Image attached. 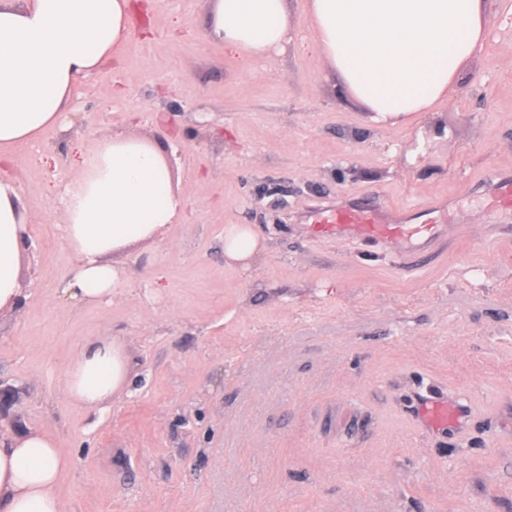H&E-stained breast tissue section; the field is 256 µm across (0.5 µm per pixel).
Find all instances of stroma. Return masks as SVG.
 I'll return each instance as SVG.
<instances>
[{"label":"stroma","instance_id":"stroma-1","mask_svg":"<svg viewBox=\"0 0 512 512\" xmlns=\"http://www.w3.org/2000/svg\"><path fill=\"white\" fill-rule=\"evenodd\" d=\"M155 4L153 38L84 78L70 128L11 162L30 232L27 300L0 313V429L58 438L63 512H512V210L481 185L512 172V0L435 112L399 124L302 52L307 0H288L290 44L249 66L207 38L208 0ZM117 134L168 158L187 212L118 256L111 302L75 303L56 191L75 146ZM365 197H446L454 224L405 264L315 234L314 208ZM228 224L266 243L250 271L224 262ZM90 338L134 363L100 410L65 392ZM423 389L471 404L462 431L412 421Z\"/></svg>","mask_w":512,"mask_h":512}]
</instances>
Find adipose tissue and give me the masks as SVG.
Returning <instances> with one entry per match:
<instances>
[{
    "label": "adipose tissue",
    "instance_id": "adipose-tissue-1",
    "mask_svg": "<svg viewBox=\"0 0 512 512\" xmlns=\"http://www.w3.org/2000/svg\"><path fill=\"white\" fill-rule=\"evenodd\" d=\"M486 0H308L322 58L374 122L429 114L458 68L483 48ZM209 36L247 62L290 38L288 0H210ZM135 0H0V161L63 126L77 83L103 71L133 35ZM186 207L167 162L146 138L116 136L83 157L63 193L65 239L76 265L62 292L113 299L114 255L156 240ZM25 206L0 179V310L23 298ZM265 249L248 224L224 229V260L249 269ZM123 344L87 341L65 367L70 400L96 408L124 389ZM72 460L38 429L0 436V512H62L59 485Z\"/></svg>",
    "mask_w": 512,
    "mask_h": 512
}]
</instances>
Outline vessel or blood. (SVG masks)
<instances>
[{"label": "vessel or blood", "instance_id": "1", "mask_svg": "<svg viewBox=\"0 0 512 512\" xmlns=\"http://www.w3.org/2000/svg\"><path fill=\"white\" fill-rule=\"evenodd\" d=\"M486 194L493 206L512 207V174L490 177ZM450 216L449 209L434 201L403 215L389 207L365 202L332 205L311 214L314 230L319 235L336 233L423 247ZM469 413V405L439 399L429 390L419 392L412 407L414 418L424 427H460L466 423Z\"/></svg>", "mask_w": 512, "mask_h": 512}]
</instances>
